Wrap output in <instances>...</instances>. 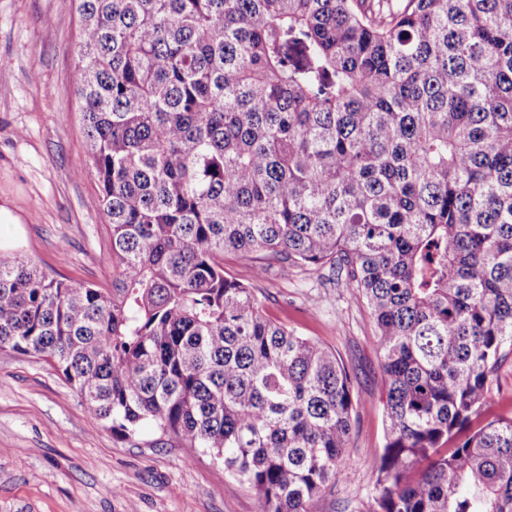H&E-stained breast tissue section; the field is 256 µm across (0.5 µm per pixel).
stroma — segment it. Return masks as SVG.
<instances>
[{
	"label": "stroma",
	"mask_w": 512,
	"mask_h": 512,
	"mask_svg": "<svg viewBox=\"0 0 512 512\" xmlns=\"http://www.w3.org/2000/svg\"><path fill=\"white\" fill-rule=\"evenodd\" d=\"M76 0H0V255L35 259L56 279L112 285L111 228L87 160L73 69ZM271 319L339 355L352 376L355 437L345 471L314 512H366L383 448L384 386L367 306L329 268L274 267L253 281ZM0 512H255V494L202 449L146 424L112 434L44 358L0 351Z\"/></svg>",
	"instance_id": "35a3bbf8"
}]
</instances>
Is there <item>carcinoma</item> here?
<instances>
[{
    "label": "carcinoma",
    "mask_w": 512,
    "mask_h": 512,
    "mask_svg": "<svg viewBox=\"0 0 512 512\" xmlns=\"http://www.w3.org/2000/svg\"><path fill=\"white\" fill-rule=\"evenodd\" d=\"M73 83L112 287L0 257V350L130 438L205 448L256 512H313L352 382L225 274L329 266L373 319L368 512H512V0H77ZM492 393L490 419L495 416L512 417V355L499 369Z\"/></svg>",
    "instance_id": "carcinoma-1"
}]
</instances>
